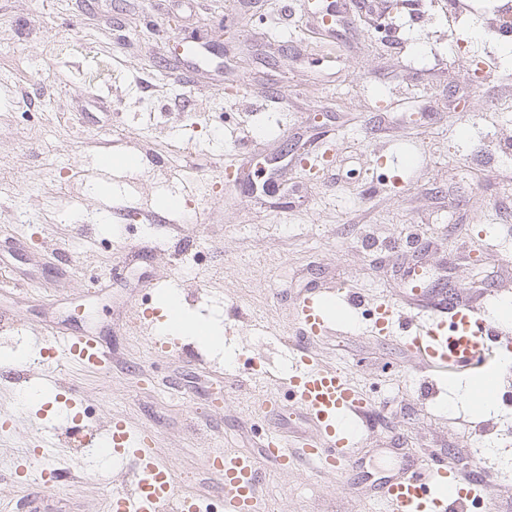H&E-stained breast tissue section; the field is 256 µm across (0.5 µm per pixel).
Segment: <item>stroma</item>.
Masks as SVG:
<instances>
[{"instance_id": "35a3bbf8", "label": "stroma", "mask_w": 512, "mask_h": 512, "mask_svg": "<svg viewBox=\"0 0 512 512\" xmlns=\"http://www.w3.org/2000/svg\"><path fill=\"white\" fill-rule=\"evenodd\" d=\"M0 0V506L27 512L17 461L41 420L61 441L56 512H103L106 478L130 480L58 404L23 403L44 365L32 331L92 334L107 371L61 372L86 421L123 419L204 507L222 490L216 449L258 454L266 433L315 437L283 395L295 307L337 285L358 303L307 349L373 400L347 473L261 464L275 512H374L385 477L424 456L497 473L468 512H505L512 405L483 413L459 391L473 370L428 373L399 334L369 325L379 297L428 287L486 307L512 336V51H454L448 0ZM495 76L476 82L478 62ZM136 169L101 176L104 154ZM179 198L180 208L167 202ZM160 295L150 296L149 282ZM175 294L219 323L221 346L182 337L192 358L152 349L137 309ZM238 307V320L225 310ZM256 361L261 376L250 373ZM281 394L264 417L263 396Z\"/></svg>"}]
</instances>
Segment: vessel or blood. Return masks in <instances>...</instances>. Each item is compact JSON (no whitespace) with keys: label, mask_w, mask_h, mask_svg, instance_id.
I'll return each mask as SVG.
<instances>
[{"label":"vessel or blood","mask_w":512,"mask_h":512,"mask_svg":"<svg viewBox=\"0 0 512 512\" xmlns=\"http://www.w3.org/2000/svg\"><path fill=\"white\" fill-rule=\"evenodd\" d=\"M420 289H413L406 302L417 315L405 326L404 339L424 362L436 369L456 366L482 368L487 340L496 335V322L472 307H457L445 301H420ZM336 293L319 290L303 297L297 307L300 333L309 339L327 332L331 319L329 305ZM378 332L403 321L393 299L376 308ZM36 350L47 362L41 382L48 397L72 409L73 394L63 391L55 369L71 362L84 368H102L111 355L93 335L75 336L58 331L38 338ZM289 398L313 419L321 430L316 441L289 442L282 435L266 434L261 456L221 453L209 461L211 475L224 488V512H260L259 458L288 467L297 459L311 462L320 472L344 474L354 463L353 442L371 402L352 387L345 373L323 365L307 352H299L286 381ZM102 448L134 462L131 486H113L109 501L120 512H162L165 502L178 499L180 512H199L200 498L181 483L178 474L159 458L153 439L127 422L113 421L106 428ZM469 478L452 460L425 458L406 475L386 482L381 498L387 512H467Z\"/></svg>","instance_id":"obj_1"}]
</instances>
